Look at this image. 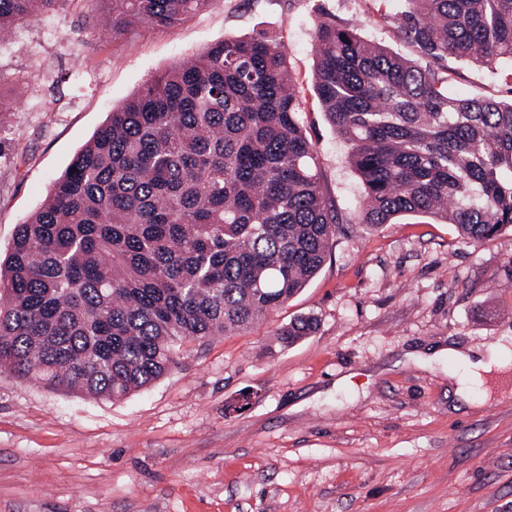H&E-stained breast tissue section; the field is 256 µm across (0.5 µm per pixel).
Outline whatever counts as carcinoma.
I'll use <instances>...</instances> for the list:
<instances>
[{"instance_id": "cac0c4a2", "label": "carcinoma", "mask_w": 512, "mask_h": 512, "mask_svg": "<svg viewBox=\"0 0 512 512\" xmlns=\"http://www.w3.org/2000/svg\"><path fill=\"white\" fill-rule=\"evenodd\" d=\"M59 0H0V37ZM112 34L172 25L211 0H106ZM413 55L334 16L314 30L315 89L349 149L370 230L405 215L473 244L512 230V97H459L449 59L512 63V0H400ZM288 52L226 39L149 79L18 225L0 267V369L119 400L183 344L245 331L321 269L342 223L322 183ZM313 317L275 333L289 347Z\"/></svg>"}]
</instances>
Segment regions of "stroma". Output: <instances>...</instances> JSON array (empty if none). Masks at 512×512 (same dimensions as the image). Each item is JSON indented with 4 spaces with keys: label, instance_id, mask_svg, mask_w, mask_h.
Returning <instances> with one entry per match:
<instances>
[{
    "label": "stroma",
    "instance_id": "35a3bbf8",
    "mask_svg": "<svg viewBox=\"0 0 512 512\" xmlns=\"http://www.w3.org/2000/svg\"><path fill=\"white\" fill-rule=\"evenodd\" d=\"M398 0H211L165 28L112 35L96 0H59L0 40V261L18 224L112 109L205 47L279 37L342 229L316 276L248 331L185 343L120 400L0 374V512H512V366L455 393L451 346L512 336V231L473 245L400 217L366 231L364 187L314 91L323 16L407 54ZM458 65L453 94L512 86ZM317 333L272 348L277 327Z\"/></svg>",
    "mask_w": 512,
    "mask_h": 512
}]
</instances>
